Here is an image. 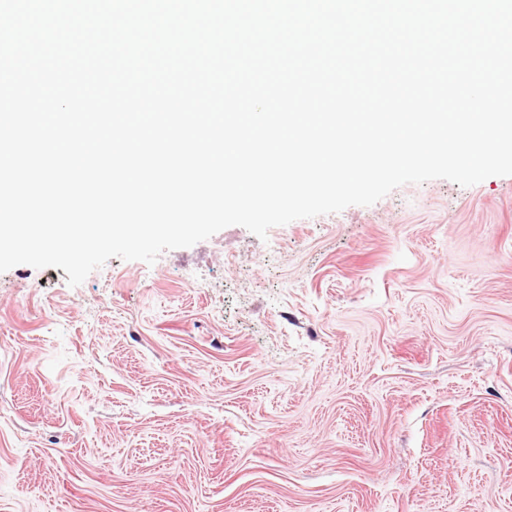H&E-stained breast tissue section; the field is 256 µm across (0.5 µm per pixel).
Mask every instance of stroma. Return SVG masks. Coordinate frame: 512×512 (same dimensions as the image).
I'll return each instance as SVG.
<instances>
[{
    "label": "stroma",
    "instance_id": "obj_1",
    "mask_svg": "<svg viewBox=\"0 0 512 512\" xmlns=\"http://www.w3.org/2000/svg\"><path fill=\"white\" fill-rule=\"evenodd\" d=\"M0 512H512V176L0 273Z\"/></svg>",
    "mask_w": 512,
    "mask_h": 512
}]
</instances>
